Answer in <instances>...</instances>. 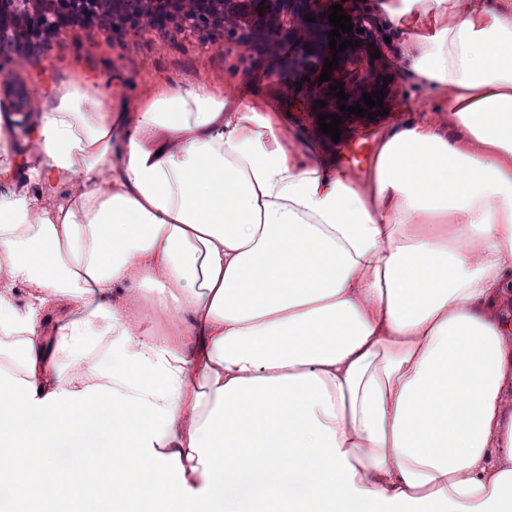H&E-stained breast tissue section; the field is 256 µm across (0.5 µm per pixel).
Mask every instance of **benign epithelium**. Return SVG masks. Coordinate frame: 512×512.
Instances as JSON below:
<instances>
[{
    "label": "benign epithelium",
    "instance_id": "benign-epithelium-1",
    "mask_svg": "<svg viewBox=\"0 0 512 512\" xmlns=\"http://www.w3.org/2000/svg\"><path fill=\"white\" fill-rule=\"evenodd\" d=\"M339 4L351 17L353 31L336 39H348L354 47L338 53L339 65L330 69L331 79L318 83L325 59L332 58L329 32L333 30L329 7ZM310 15L314 22L305 20ZM99 22L105 32L128 25L136 32L151 34L171 26L189 35L208 37L222 33L240 48L258 55H272L286 42L291 71H302L308 81L301 90L291 89L293 108L317 119L319 114H336L343 145L366 135L373 121L347 115L339 104L361 103L364 113L384 117L402 94L398 68L387 53L384 35L374 14L360 6V0H0V43L16 47L34 39L45 41L76 22ZM380 56L371 57L374 51ZM391 81L384 82V79ZM343 84L346 100H338L330 87ZM384 90L383 107L368 108L362 96ZM322 100L321 107L316 101Z\"/></svg>",
    "mask_w": 512,
    "mask_h": 512
}]
</instances>
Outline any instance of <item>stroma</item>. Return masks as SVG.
<instances>
[{
	"label": "stroma",
	"instance_id": "35a3bbf8",
	"mask_svg": "<svg viewBox=\"0 0 512 512\" xmlns=\"http://www.w3.org/2000/svg\"><path fill=\"white\" fill-rule=\"evenodd\" d=\"M78 72L89 76L101 92L132 104L157 82L221 85L260 77L262 97L283 116L280 135L286 144L296 151L316 147L326 163L340 166L360 182L369 176L378 139L408 119L422 99L410 84H403L395 112L353 147L339 148L316 131L312 119L289 109V91L304 75L283 67L278 58L245 53L218 34L202 39L171 30L144 36L129 28L107 34L93 23L64 30L45 46L0 50V101L11 104L15 130H22L45 109L44 91Z\"/></svg>",
	"mask_w": 512,
	"mask_h": 512
}]
</instances>
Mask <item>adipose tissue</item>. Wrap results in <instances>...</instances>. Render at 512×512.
Here are the masks:
<instances>
[{
	"label": "adipose tissue",
	"mask_w": 512,
	"mask_h": 512,
	"mask_svg": "<svg viewBox=\"0 0 512 512\" xmlns=\"http://www.w3.org/2000/svg\"><path fill=\"white\" fill-rule=\"evenodd\" d=\"M380 7L432 104L363 182L252 84L0 113L11 512H512V0Z\"/></svg>",
	"instance_id": "obj_1"
}]
</instances>
